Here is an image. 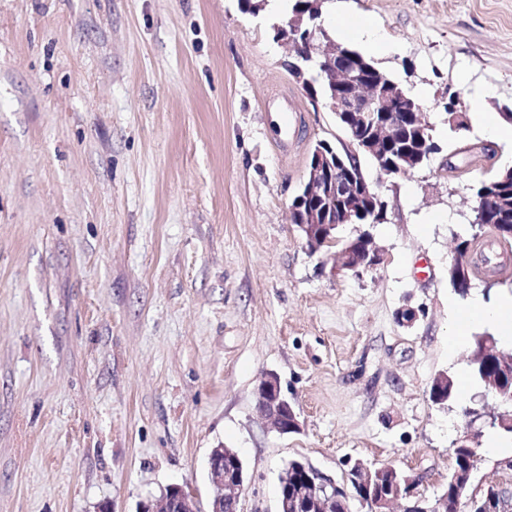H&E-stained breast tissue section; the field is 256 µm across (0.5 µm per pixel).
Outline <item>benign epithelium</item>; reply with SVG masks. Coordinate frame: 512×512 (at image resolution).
<instances>
[{"label": "benign epithelium", "mask_w": 512, "mask_h": 512, "mask_svg": "<svg viewBox=\"0 0 512 512\" xmlns=\"http://www.w3.org/2000/svg\"><path fill=\"white\" fill-rule=\"evenodd\" d=\"M316 15L302 11L292 13L288 21L277 27L279 40L289 45L293 60L288 66L296 78L304 73V66L318 58L321 76L331 85L348 89L338 93L327 103L336 119L341 121L349 137L348 158L354 161L359 152L372 156L381 153L383 144L402 138L408 132L407 122H414L418 132L426 124L421 105L395 82L379 70L366 80L358 69L343 63L345 50L323 34L322 28L311 24ZM379 197L373 183L355 174L337 154L326 155L320 150L311 154L306 178L296 196L292 210L295 213L306 244L317 251L324 244L336 241V225L345 224L350 216L363 207L371 206ZM379 253L368 250L357 240L345 242L340 249L325 253L322 264L331 265V271L345 270L360 273L377 266ZM257 406L272 429L280 434L295 433L299 421L291 403L281 394L276 374L267 372L256 388ZM304 476L288 487V475L281 477L284 490L280 492L278 512H336V501L350 512L349 496L336 481L305 462ZM353 476L357 499L366 504L369 512H393V505L414 494L409 479H399V471L392 465L370 468L361 463L349 470ZM387 478L393 484L390 495L374 497L368 488ZM208 481L212 488L209 512H236L241 494L246 490L247 478L238 454L228 448H213L208 460ZM503 491L494 490L477 498L463 501L462 496L440 497L424 512H506ZM139 512H200L195 496L180 485H171L157 500L141 504Z\"/></svg>", "instance_id": "obj_1"}]
</instances>
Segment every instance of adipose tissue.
Segmentation results:
<instances>
[{"label": "adipose tissue", "instance_id": "obj_1", "mask_svg": "<svg viewBox=\"0 0 512 512\" xmlns=\"http://www.w3.org/2000/svg\"><path fill=\"white\" fill-rule=\"evenodd\" d=\"M483 324L492 326L502 344L512 348V295L496 302L474 298L465 311L454 318L448 332V347L456 349L463 345L471 328Z\"/></svg>", "mask_w": 512, "mask_h": 512}]
</instances>
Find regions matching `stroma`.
<instances>
[{
	"label": "stroma",
	"instance_id": "obj_1",
	"mask_svg": "<svg viewBox=\"0 0 512 512\" xmlns=\"http://www.w3.org/2000/svg\"><path fill=\"white\" fill-rule=\"evenodd\" d=\"M290 12L0 0V512H138L172 484L209 512L219 445L247 469L238 512H276L293 459L339 483L391 464L431 501L466 409L503 412L485 386L442 404L430 386L471 368L448 349V306L469 302L448 266L472 186L512 167V142L449 131L448 93L512 113V0H322L336 41L369 19L399 45L374 62L440 147L401 177L364 160L387 209L340 229L380 251L359 275L322 267L292 222L313 146L347 137L285 65ZM267 372L297 432L261 417ZM489 484L512 494V458L482 448L469 490Z\"/></svg>",
	"mask_w": 512,
	"mask_h": 512
}]
</instances>
